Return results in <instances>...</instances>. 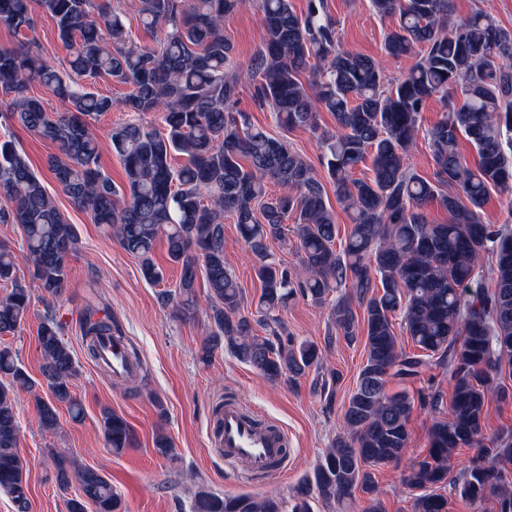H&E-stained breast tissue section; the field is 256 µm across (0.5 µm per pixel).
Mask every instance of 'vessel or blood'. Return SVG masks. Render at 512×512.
Instances as JSON below:
<instances>
[{
	"label": "vessel or blood",
	"mask_w": 512,
	"mask_h": 512,
	"mask_svg": "<svg viewBox=\"0 0 512 512\" xmlns=\"http://www.w3.org/2000/svg\"><path fill=\"white\" fill-rule=\"evenodd\" d=\"M286 446L281 431L265 430L242 407L225 405L216 447L225 459L241 463L246 475L272 473L283 462Z\"/></svg>",
	"instance_id": "1"
}]
</instances>
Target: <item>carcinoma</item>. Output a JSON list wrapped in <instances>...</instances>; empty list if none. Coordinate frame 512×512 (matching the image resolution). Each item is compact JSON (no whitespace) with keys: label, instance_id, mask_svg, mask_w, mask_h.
I'll return each instance as SVG.
<instances>
[{"label":"carcinoma","instance_id":"carcinoma-1","mask_svg":"<svg viewBox=\"0 0 512 512\" xmlns=\"http://www.w3.org/2000/svg\"><path fill=\"white\" fill-rule=\"evenodd\" d=\"M254 3L262 13V38L243 68L224 36V21ZM35 4L53 19L66 56L57 63L45 60L34 36L0 49L6 116L56 145L58 154L48 163L56 183L138 260L150 284L164 278L153 253L165 241L181 273L175 287L157 292L162 308L180 319L193 317L197 280L204 276L210 334L202 361L222 347L267 378L295 383L318 364L321 350L288 333L281 318L288 303L302 298L330 305L327 345L338 336L356 340L359 319L352 302L363 310L366 361L342 407L343 430L312 476L287 499L226 496L202 486L189 512H312V499L340 502L358 490L368 496L365 512H383L372 470L402 457L414 406L437 413L444 404L436 390L416 399L389 394L387 381L414 379L432 369L447 373L454 388L448 418L434 421L430 430L428 454L402 476L404 486L419 491L414 512H448L444 488L476 508L492 498L497 512H512V471L496 467L512 460V438L480 448L472 465L448 479L454 452L482 442L490 397H512L496 382L502 361L512 362V230L481 219L490 190L512 193V30L482 8L453 21L450 0H371L377 15L395 19L384 39L386 57L423 49L418 62L392 83L382 59L342 46L325 0H308L302 13L292 0H139L140 24L155 34L152 43L139 45L112 0H0V20L16 32H33ZM103 76L130 86L121 102L124 111L158 114L164 123L162 131L136 121L112 130L126 176L122 186L99 166L93 127L114 102L90 91L89 83ZM248 79L255 102L269 108L284 131L314 130L319 112L333 114L336 132L325 139L323 155L326 178L238 109ZM34 81L66 111H47L42 99L30 95ZM432 98L441 103L442 117L428 131L435 163L429 180L413 171L408 156ZM462 135L477 150L473 167L459 153ZM177 156L183 163H173ZM368 156L373 177H353ZM270 182L284 193H267ZM329 183L351 212L352 224L339 243L327 202ZM0 199V223L21 228L33 264L30 280L21 278L13 250L0 243V282L10 286L0 297V335H9L27 319L31 285L51 298L61 292L80 244L74 225L11 138L0 139ZM434 201L448 212V223L428 220L425 207ZM226 216L254 257L261 284L250 314L241 311L244 289L224 262ZM290 232L301 251L302 270L295 274L269 250L272 241L288 243ZM486 257L491 265L485 271ZM339 288L344 292L327 302ZM397 319L419 353L398 345ZM257 325L272 338L257 336ZM66 326L49 310L37 329L47 395L36 398V405L45 430L58 425L60 405L72 420L83 418L71 390L78 362L64 339ZM79 328L93 362L100 363L101 343L110 339L141 363L108 308L86 306ZM0 376L7 378L0 381V492L26 512L29 461L18 451L15 399L33 382L6 346L0 348ZM337 379L332 372L313 385L329 405ZM101 421L106 447L120 453L132 445L121 415L105 410ZM48 453L59 486L65 489L73 480L79 485V494L66 501L67 512H86L88 503L95 512H123L105 475L58 448Z\"/></svg>","mask_w":512,"mask_h":512}]
</instances>
